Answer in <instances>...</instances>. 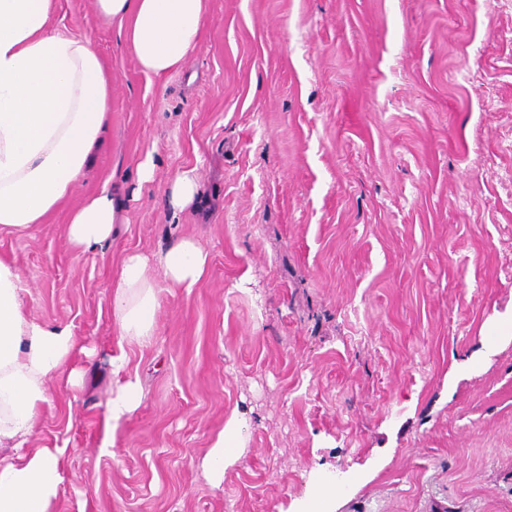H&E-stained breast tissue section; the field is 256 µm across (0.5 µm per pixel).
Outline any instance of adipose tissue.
<instances>
[{
    "label": "adipose tissue",
    "mask_w": 512,
    "mask_h": 512,
    "mask_svg": "<svg viewBox=\"0 0 512 512\" xmlns=\"http://www.w3.org/2000/svg\"><path fill=\"white\" fill-rule=\"evenodd\" d=\"M95 10L123 24L145 73L161 75L180 69L197 48L205 0H95ZM53 13L54 0H0V231L42 223L71 193L108 124L112 76L91 40L60 33ZM120 214L111 186L102 184L72 211L69 242L81 253L96 252ZM208 262L207 252L186 237L150 257L127 254L111 294L120 336L149 342L161 287L193 288ZM155 268L162 280L152 276ZM29 291L19 269L0 261V512H53L64 451L30 442L51 402L50 383L74 386L79 377L71 325L27 313ZM111 364L117 381L105 414L109 427L144 397L139 380L124 376V359ZM245 427L244 418L232 417L205 454L202 468L213 485L239 457Z\"/></svg>",
    "instance_id": "obj_1"
}]
</instances>
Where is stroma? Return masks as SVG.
Segmentation results:
<instances>
[{
    "instance_id": "stroma-1",
    "label": "stroma",
    "mask_w": 512,
    "mask_h": 512,
    "mask_svg": "<svg viewBox=\"0 0 512 512\" xmlns=\"http://www.w3.org/2000/svg\"><path fill=\"white\" fill-rule=\"evenodd\" d=\"M53 24L112 75L69 198L0 232L27 312L87 349L31 441L65 450L54 512H512V335L492 331L512 314V0H208L159 76L93 0H55ZM107 176L123 222L84 255L66 224ZM183 237L205 276L162 290L149 345L122 341L123 256ZM121 354L144 398L108 433ZM235 414L216 487L202 459ZM199 183L191 172L178 175L170 188V203L174 208L183 210L189 207L198 193Z\"/></svg>"
}]
</instances>
